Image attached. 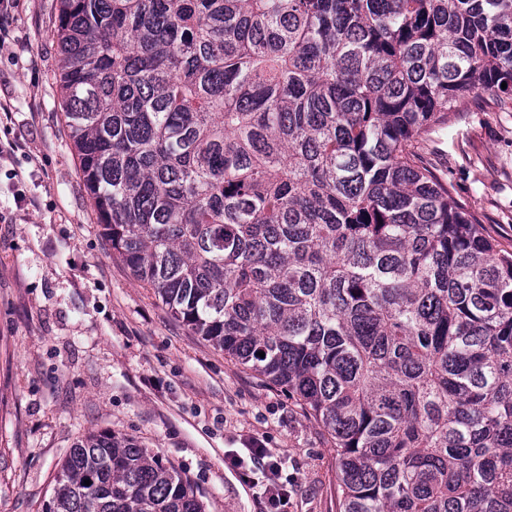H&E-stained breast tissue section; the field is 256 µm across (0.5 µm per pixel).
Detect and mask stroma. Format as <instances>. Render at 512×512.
Returning a JSON list of instances; mask_svg holds the SVG:
<instances>
[{
    "label": "stroma",
    "mask_w": 512,
    "mask_h": 512,
    "mask_svg": "<svg viewBox=\"0 0 512 512\" xmlns=\"http://www.w3.org/2000/svg\"><path fill=\"white\" fill-rule=\"evenodd\" d=\"M56 5L13 0L0 20V512H41L71 446L104 429L170 461L205 512H264L229 466L264 436L294 481L280 512H337L327 432L113 256L60 107ZM418 151L512 251V101L466 102Z\"/></svg>",
    "instance_id": "stroma-1"
}]
</instances>
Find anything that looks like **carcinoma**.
<instances>
[{
	"label": "carcinoma",
	"mask_w": 512,
	"mask_h": 512,
	"mask_svg": "<svg viewBox=\"0 0 512 512\" xmlns=\"http://www.w3.org/2000/svg\"><path fill=\"white\" fill-rule=\"evenodd\" d=\"M55 27L112 254L311 411L339 512H512V252L414 149L512 100V0H59ZM43 512L204 510L91 430Z\"/></svg>",
	"instance_id": "1"
}]
</instances>
